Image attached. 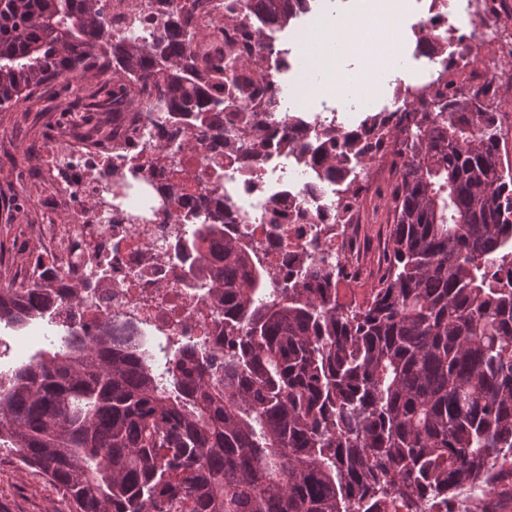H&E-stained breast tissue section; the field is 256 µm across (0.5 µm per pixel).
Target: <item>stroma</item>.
I'll list each match as a JSON object with an SVG mask.
<instances>
[{"label":"stroma","mask_w":512,"mask_h":512,"mask_svg":"<svg viewBox=\"0 0 512 512\" xmlns=\"http://www.w3.org/2000/svg\"><path fill=\"white\" fill-rule=\"evenodd\" d=\"M428 9L426 0H410L406 11L390 22L371 15H356L353 0H338L335 11H328L324 0H314L311 12L292 23L282 34L289 48L290 69L277 73L284 110L316 112L319 100L302 102L296 94L299 82L298 57L303 43L312 34L330 30L335 19L355 15L359 35L367 43L362 55H347L326 72L316 74V82L332 81L360 85L375 70L386 67L384 93L371 101L349 95L340 105L339 123L359 122L366 113L394 106V84H417L427 77L426 62L416 53V27ZM71 100L67 84L61 80L47 82L8 108H0V170L12 171L9 179H0V250H21L23 227L48 221L46 201L52 193L50 182L43 177L44 157L41 147L51 137L62 134L64 118ZM393 189L385 184L363 202V219L356 232L359 261L358 278L351 286L340 289L342 303L363 302L376 280L379 261L387 246L393 218L386 202ZM71 503L64 492L40 472L19 463L18 454L9 448L0 450V512H70Z\"/></svg>","instance_id":"35a3bbf8"}]
</instances>
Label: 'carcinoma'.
I'll return each mask as SVG.
<instances>
[{"label":"carcinoma","mask_w":512,"mask_h":512,"mask_svg":"<svg viewBox=\"0 0 512 512\" xmlns=\"http://www.w3.org/2000/svg\"><path fill=\"white\" fill-rule=\"evenodd\" d=\"M165 34L106 38L92 0H0V108L50 80L78 79L112 56V100L132 104L143 80L166 111L192 118L224 153L246 159L276 145L316 181L358 196L357 172L392 146L401 159L388 200L394 215L376 288L351 307L337 281L311 273L274 279L261 253L200 224L177 259L224 306V358L115 345L66 331L0 381V448L62 488L72 512H386L426 495L491 486L492 462L512 455V168L504 166L487 92L450 96L448 45L433 80L398 83L405 112H372V144L330 122L315 146L289 138L302 117L280 109L271 73L252 45L250 17L266 0H233L235 36L195 41L193 20L212 0H154ZM312 0H280L286 28ZM224 91V100L215 95ZM76 96L78 112L100 107ZM268 102L269 117L251 104ZM47 296L0 284V323L45 317Z\"/></svg>","instance_id":"carcinoma-1"}]
</instances>
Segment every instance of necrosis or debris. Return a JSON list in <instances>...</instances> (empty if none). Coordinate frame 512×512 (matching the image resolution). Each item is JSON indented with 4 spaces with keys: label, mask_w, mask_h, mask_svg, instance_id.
I'll use <instances>...</instances> for the list:
<instances>
[{
    "label": "necrosis or debris",
    "mask_w": 512,
    "mask_h": 512,
    "mask_svg": "<svg viewBox=\"0 0 512 512\" xmlns=\"http://www.w3.org/2000/svg\"><path fill=\"white\" fill-rule=\"evenodd\" d=\"M99 7L112 39L131 33L148 42L162 33L148 22L153 0H99ZM498 14L494 0H467L459 15L471 23L474 40L486 45L495 67L512 58V38L483 31L480 20ZM448 83L454 93L504 86L454 51L448 55ZM171 121L154 95L140 89L135 109L109 130L88 125L48 140L52 204L67 205L76 220L30 227L27 247L0 265L47 290L51 321L59 329H92L105 320L122 329V345L145 340L174 353L198 344L220 355V311L174 259L176 245L189 234L185 216L200 223L223 208L226 231L260 246L269 268L282 275L314 242L329 258L322 271H330L333 259L349 258L359 205L338 210L331 181L309 191L294 178V156L278 148L244 162L225 157L223 145L209 139L191 150L170 143ZM158 143L168 144L173 159L157 154ZM171 183L182 185L180 197L165 194ZM273 208L282 223H267Z\"/></svg>",
    "instance_id": "obj_1"
}]
</instances>
